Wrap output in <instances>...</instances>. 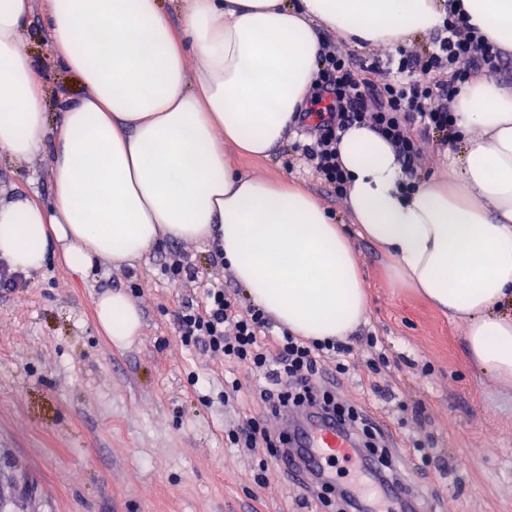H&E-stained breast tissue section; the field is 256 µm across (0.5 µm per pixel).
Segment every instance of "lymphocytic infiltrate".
<instances>
[{
  "instance_id": "f902f5d3",
  "label": "lymphocytic infiltrate",
  "mask_w": 512,
  "mask_h": 512,
  "mask_svg": "<svg viewBox=\"0 0 512 512\" xmlns=\"http://www.w3.org/2000/svg\"><path fill=\"white\" fill-rule=\"evenodd\" d=\"M503 63L501 49L470 25L458 7L450 9L431 51L416 55L399 50L386 68L373 62L369 69L383 74L376 82L366 80L364 69L350 62L337 46L323 44L309 106L298 117L302 124L309 117L317 119L314 139L304 146V154L321 179L336 193H343L346 178L336 143L349 126L366 122L392 145L406 179H413L423 154L418 132L447 130L451 123L448 104L458 84L470 78L472 68L495 72ZM161 270L173 282H197L203 288L202 301L185 300L176 314L181 346L221 356L230 366L249 369L257 380L264 413L227 430L229 447H262L271 457H280L292 437L284 432L272 434L265 418H281L303 407L333 419L347 434L359 430L381 442V432L366 416L345 408L335 393L318 382L323 354L336 356L338 373L348 371L352 353L348 343L307 342L286 332L262 341L260 334L268 325L264 313L241 306L220 279H199L184 253L174 252Z\"/></svg>"
}]
</instances>
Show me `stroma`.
<instances>
[{
  "instance_id": "stroma-1",
  "label": "stroma",
  "mask_w": 512,
  "mask_h": 512,
  "mask_svg": "<svg viewBox=\"0 0 512 512\" xmlns=\"http://www.w3.org/2000/svg\"><path fill=\"white\" fill-rule=\"evenodd\" d=\"M52 90L81 94L54 70L48 37L33 20L21 44ZM289 129L267 158L225 145L232 168L312 194L352 238L368 297L352 336L347 373L324 357L322 383L347 406L389 421L395 474L419 492L421 512H512V384L470 362L467 325L389 275V260L359 236L344 196L314 172ZM187 254L200 277L232 274L212 245L165 240L133 264H102L83 278L62 257L0 290V512H337L333 495L299 488L268 466L256 485L262 449L229 448L224 432L259 411L250 389L223 399V358L181 349L175 315L198 297L161 265ZM122 290L143 326L114 346L95 322L96 297ZM429 463H422V453Z\"/></svg>"
}]
</instances>
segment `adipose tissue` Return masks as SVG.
<instances>
[{
    "instance_id": "obj_1",
    "label": "adipose tissue",
    "mask_w": 512,
    "mask_h": 512,
    "mask_svg": "<svg viewBox=\"0 0 512 512\" xmlns=\"http://www.w3.org/2000/svg\"><path fill=\"white\" fill-rule=\"evenodd\" d=\"M459 2L512 52V0ZM37 11L53 64L83 87L53 116L20 48ZM446 12V0H182L176 30L159 0H0V148L21 169L49 149L52 188L44 203L0 197V260L28 277L59 253L86 276L163 239L208 241L282 327L346 339L367 313L353 242L302 189L234 174L224 146L264 158L284 142L318 71V28L392 44L440 29ZM451 139L447 181L408 189L391 144L350 126L337 143L346 206L398 283L466 322L474 366L512 382V91L463 82ZM95 305L113 344L139 336L131 296Z\"/></svg>"
}]
</instances>
